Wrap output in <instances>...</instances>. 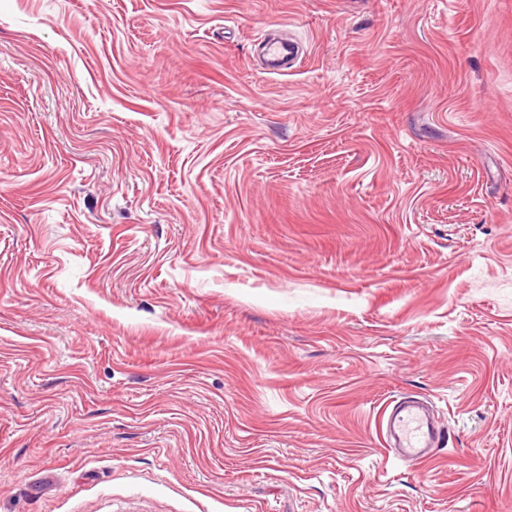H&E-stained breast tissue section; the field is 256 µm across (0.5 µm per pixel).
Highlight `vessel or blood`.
Returning <instances> with one entry per match:
<instances>
[{
    "instance_id": "b4317fda",
    "label": "vessel or blood",
    "mask_w": 512,
    "mask_h": 512,
    "mask_svg": "<svg viewBox=\"0 0 512 512\" xmlns=\"http://www.w3.org/2000/svg\"><path fill=\"white\" fill-rule=\"evenodd\" d=\"M290 52V47L281 41L273 38L263 40L266 73L282 74L281 62ZM380 430L386 447L406 462L425 460L442 438L428 402L414 397L388 403L382 413Z\"/></svg>"
}]
</instances>
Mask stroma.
Instances as JSON below:
<instances>
[{
    "instance_id": "35a3bbf8",
    "label": "stroma",
    "mask_w": 512,
    "mask_h": 512,
    "mask_svg": "<svg viewBox=\"0 0 512 512\" xmlns=\"http://www.w3.org/2000/svg\"><path fill=\"white\" fill-rule=\"evenodd\" d=\"M0 512H512V0H0ZM262 55L265 60V74L285 75L281 61L291 53V48L274 38L264 39L262 42ZM380 430L385 447L405 462H422L442 438L430 404L414 397L388 403L382 413Z\"/></svg>"
}]
</instances>
